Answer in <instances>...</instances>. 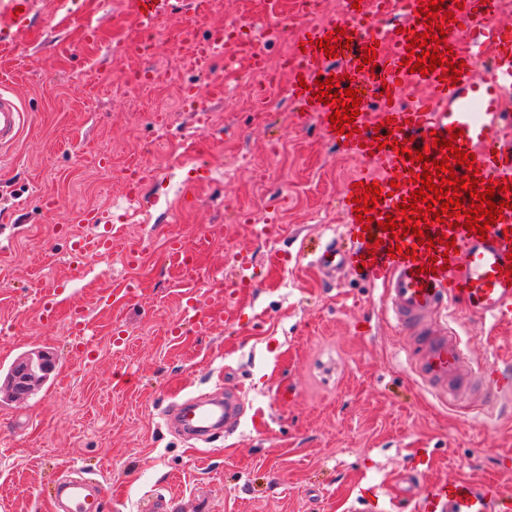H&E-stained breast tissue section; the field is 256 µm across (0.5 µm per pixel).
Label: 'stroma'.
<instances>
[{
  "label": "stroma",
  "instance_id": "35a3bbf8",
  "mask_svg": "<svg viewBox=\"0 0 512 512\" xmlns=\"http://www.w3.org/2000/svg\"><path fill=\"white\" fill-rule=\"evenodd\" d=\"M90 22L100 25L94 42L84 37ZM135 23L127 0H37L30 34L0 43V87L29 114L20 140L0 153V326L10 329L0 335V381L26 354L56 360L29 396L0 391V512H50L55 480L71 471L105 484L103 512H142L155 497L171 512H354L366 485L378 489L377 512H417L408 492L416 465L423 483L464 476L512 488V416L427 395L398 352L382 287L355 274L332 282L312 265L315 249L342 233L333 203L364 164L318 123L297 127L288 102L261 117L219 110L224 132L208 145L211 175L196 206L177 204L183 167L156 188L145 223L119 222V170L162 162L149 150L157 128L117 91L138 62L109 52ZM276 139L287 142L279 164L268 153ZM240 148L241 172L225 179ZM103 152L110 167L94 161ZM256 170L288 195L277 212L283 230L270 239L234 212L249 203ZM90 210L116 246L76 269L73 242L96 232L78 220ZM213 224L222 239L200 254L195 280L180 279L169 239L195 242ZM130 247L140 251L132 266ZM272 250L281 266H266ZM242 251L258 278L236 292L234 318L217 311L207 327L189 324L186 301L206 303L210 282L231 280ZM133 278L142 292L131 299ZM77 307L94 330L91 361L67 332ZM458 319L473 368L512 362V325L464 311ZM224 389L244 407L229 434L188 442L167 428L173 404Z\"/></svg>",
  "mask_w": 512,
  "mask_h": 512
}]
</instances>
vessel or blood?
Wrapping results in <instances>:
<instances>
[{
  "label": "vessel or blood",
  "mask_w": 512,
  "mask_h": 512,
  "mask_svg": "<svg viewBox=\"0 0 512 512\" xmlns=\"http://www.w3.org/2000/svg\"><path fill=\"white\" fill-rule=\"evenodd\" d=\"M352 3L342 0L339 21L294 28L295 64L289 70L288 102L297 126L317 121L328 140L368 162V171L357 180L377 185L383 192L373 213L375 220L379 223L395 213L403 197L416 189L412 176L422 171L421 164L400 158L390 147L369 152L367 145L377 136H393L413 151L430 146L429 156L436 160L440 153L432 146L433 133L459 129L456 144L475 155L482 178L512 183V113L506 110L507 101L512 100V26L495 22L500 0H444V10L454 12L457 19L446 44L465 63L456 83L439 79L434 71L425 76L411 72L404 64L408 38L424 30L418 0H404L399 19L383 24L376 36L358 34L366 13L355 10ZM133 7L138 23L149 26L172 13L176 4L174 0H133ZM34 8L35 0H0V41L10 43L27 32ZM339 27L351 32V46L333 60L316 42ZM369 46L377 52L372 66L362 61ZM346 74L352 78V88L362 93L363 110L355 120L358 132L352 136L335 133L329 120L331 107L318 102L307 89L314 81ZM407 81L426 92L412 107L403 106L401 99V85ZM26 118L19 99L0 88V150L18 141ZM389 120L394 123L392 130H383V122ZM393 180L398 181V189L390 188ZM354 196L349 184L340 198L349 247L326 246L316 258L317 265L331 279L360 271L370 282L382 284L385 308L400 334L399 348L424 389L451 404L475 395L483 401L482 412L498 411L512 400V370L497 364L473 369L449 317L454 307L461 306L496 324L512 322V285L505 274L512 265V239L504 237L505 230L512 228V192L507 195L510 208L504 209L501 221L491 224L488 238L442 223L430 228V238L445 232L454 236L456 251L450 255L431 252L412 236L395 240L378 225L367 233L381 245L370 251L361 239L366 232L355 218ZM395 245L415 250L416 259L389 257L388 249ZM240 413L237 395L228 391L220 399L200 396L174 405L165 422L185 437L198 438L233 429ZM104 494L101 484L65 479L55 484L50 502L65 504V512H101ZM417 506L419 512H512V491L461 477L424 486Z\"/></svg>",
  "instance_id": "vessel-or-blood-1"
}]
</instances>
